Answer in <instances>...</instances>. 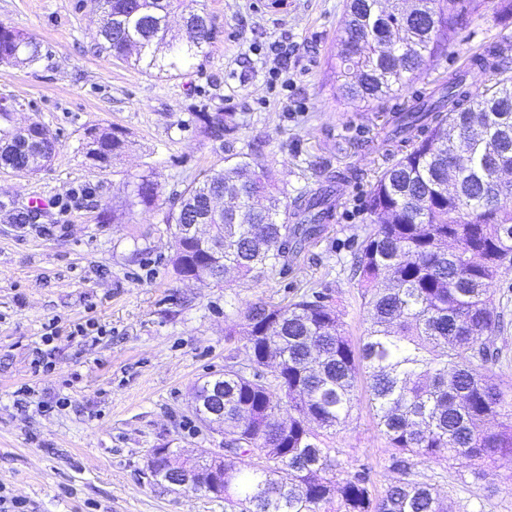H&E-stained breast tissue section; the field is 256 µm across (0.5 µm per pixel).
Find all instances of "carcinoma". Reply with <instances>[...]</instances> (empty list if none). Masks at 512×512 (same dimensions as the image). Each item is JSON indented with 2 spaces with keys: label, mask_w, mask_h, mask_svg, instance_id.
<instances>
[{
  "label": "carcinoma",
  "mask_w": 512,
  "mask_h": 512,
  "mask_svg": "<svg viewBox=\"0 0 512 512\" xmlns=\"http://www.w3.org/2000/svg\"><path fill=\"white\" fill-rule=\"evenodd\" d=\"M125 28L100 18L92 36L100 53L146 71L181 70L203 52L211 28L198 0H104ZM480 0H350L340 35L339 85L351 103L405 90L430 66L441 43L453 44L468 10ZM183 17L186 36L170 15ZM39 43L0 24V63H35ZM485 77L470 80L472 72ZM220 139L237 124L231 113L203 115ZM0 164L41 169L58 155L45 132L36 149L21 144L0 106ZM409 146L377 176L368 208L374 229L354 253L353 274L368 326L359 344L323 291L284 305L254 304L224 336L245 339L250 364L197 380L193 394L224 388V512H457L419 480L418 463L459 460L478 480L512 462V383L499 379L500 315L491 285L512 268V207L497 196L493 163L512 161V67L495 44L439 83L404 102L387 120L382 145ZM128 147L123 133L90 134L86 154L101 164ZM466 166L448 175L459 157ZM276 174L247 154L224 159L179 194L165 216L175 239L173 266L182 277L212 278L219 269L260 280L288 265L325 231L331 194L288 201ZM133 193L149 206L153 175L133 177ZM230 196L236 209L207 214ZM212 225L209 252L183 234L195 217ZM369 380L377 427L394 453L396 474L384 494L370 488L368 468L343 471L326 437L357 403ZM288 407V415L278 411Z\"/></svg>",
  "instance_id": "1"
}]
</instances>
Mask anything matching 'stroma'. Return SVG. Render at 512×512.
Wrapping results in <instances>:
<instances>
[{
	"label": "stroma",
	"mask_w": 512,
	"mask_h": 512,
	"mask_svg": "<svg viewBox=\"0 0 512 512\" xmlns=\"http://www.w3.org/2000/svg\"><path fill=\"white\" fill-rule=\"evenodd\" d=\"M213 39L176 75L90 48L96 0H0V23L40 43L34 64L0 63V97L20 104L12 122L44 124L60 157L42 171L0 169V487L28 512H224L223 499L157 485L145 473L150 449L220 448L222 434L195 414L193 383L247 360L224 329L254 303L283 304L329 293L352 341L367 327L350 265L371 230L369 192L402 155L381 132L399 95L358 106L338 93L334 68L348 0H200ZM512 42V19L491 0L469 14L454 44L442 47L411 85L432 86L489 45ZM234 113L236 130L209 138L203 113ZM116 128L126 151L102 167L87 157L91 132ZM248 154L277 174L289 198L333 188L335 217L322 238L261 281L230 285L187 280L171 262L163 222L173 194L201 180L225 157ZM153 173L151 206L131 203L132 175ZM39 220L15 224L30 199ZM504 329L494 367L512 380V271L492 286ZM56 321L59 335L44 342ZM94 322L99 334L73 335ZM54 363L35 372L38 355ZM336 430L347 467H367L375 494L393 474L367 382ZM422 481L460 505L512 512V465L474 480L450 460L419 467Z\"/></svg>",
	"instance_id": "stroma-1"
}]
</instances>
